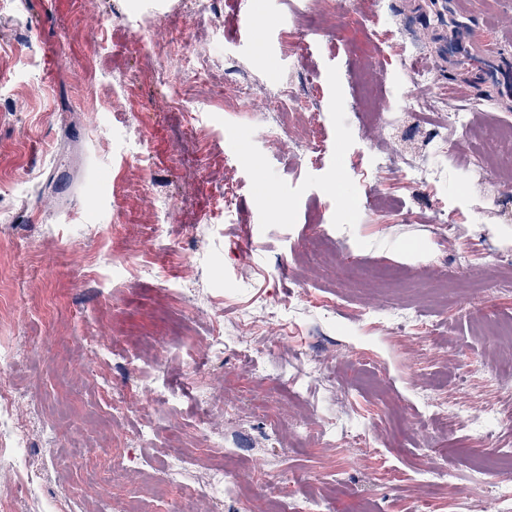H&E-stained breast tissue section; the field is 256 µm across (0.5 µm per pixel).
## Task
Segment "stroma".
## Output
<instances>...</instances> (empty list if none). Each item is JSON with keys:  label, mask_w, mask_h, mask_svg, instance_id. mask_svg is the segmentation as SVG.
Listing matches in <instances>:
<instances>
[{"label": "stroma", "mask_w": 512, "mask_h": 512, "mask_svg": "<svg viewBox=\"0 0 512 512\" xmlns=\"http://www.w3.org/2000/svg\"><path fill=\"white\" fill-rule=\"evenodd\" d=\"M184 2L0 0V354L28 393L12 411L23 445L0 430V470L28 471L13 512L117 497L154 512L153 471L176 457L187 483L223 468L255 512H497L512 469L478 487L472 462L512 448V425L494 421L512 411V336L491 329L512 322L498 265L512 255V166L478 172L470 156L512 155L484 136L512 125V95L464 76L441 39L456 21L489 29L488 65L512 61V0H254L257 41L242 0H219L216 20ZM179 36L207 63L182 77L200 139L156 74ZM92 65L125 91L88 112ZM235 84L247 96L225 103ZM287 87L307 111H274ZM451 106L470 116L460 154L429 143ZM143 251L154 273H134ZM215 325L232 345L206 359L198 391L190 346ZM98 382L122 386L130 411L112 412ZM148 387L175 406L147 405ZM354 433L362 447H346ZM216 435L235 453L213 450ZM116 448L126 464L102 474ZM76 485L90 498L70 502Z\"/></svg>", "instance_id": "obj_1"}]
</instances>
